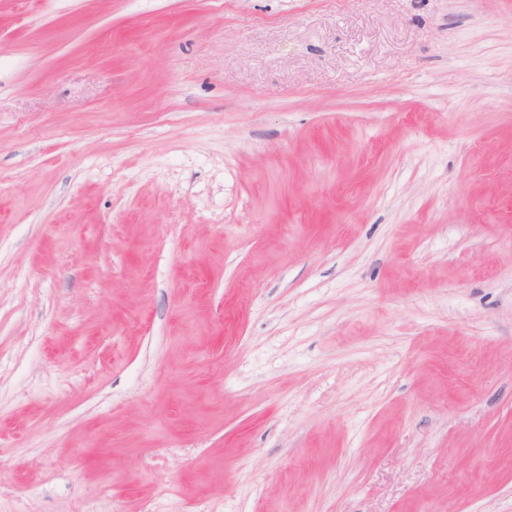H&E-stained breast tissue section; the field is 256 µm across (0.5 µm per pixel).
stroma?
<instances>
[{"mask_svg": "<svg viewBox=\"0 0 512 512\" xmlns=\"http://www.w3.org/2000/svg\"><path fill=\"white\" fill-rule=\"evenodd\" d=\"M0 512H512V0H0Z\"/></svg>", "mask_w": 512, "mask_h": 512, "instance_id": "obj_1", "label": "stroma"}]
</instances>
